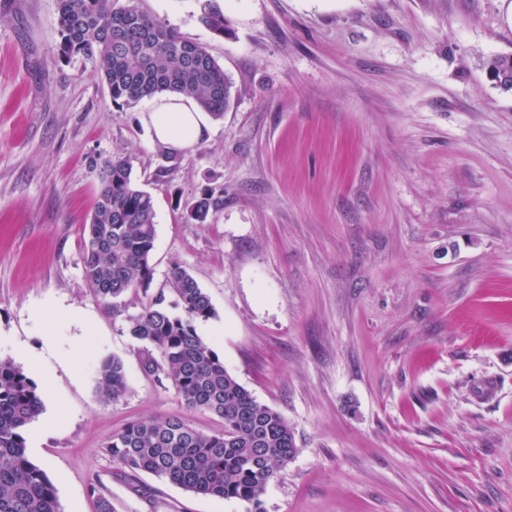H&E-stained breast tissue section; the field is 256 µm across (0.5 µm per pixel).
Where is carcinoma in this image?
Listing matches in <instances>:
<instances>
[{"instance_id": "obj_1", "label": "carcinoma", "mask_w": 512, "mask_h": 512, "mask_svg": "<svg viewBox=\"0 0 512 512\" xmlns=\"http://www.w3.org/2000/svg\"><path fill=\"white\" fill-rule=\"evenodd\" d=\"M56 2L61 57L90 61L114 102L130 106L174 93L194 99L215 119L224 116L231 82L204 45L145 14L135 0ZM203 21L224 36L223 10L206 4ZM488 72L496 84L512 88L511 58L490 59ZM100 182L86 225L83 272L117 314L126 294L146 292L152 283L155 209L152 196L135 185L127 160L104 162ZM213 206L212 196L204 195L188 205V216L203 224ZM166 285L130 318L129 334L144 344L148 368L162 370L188 408L213 414L224 428L203 433L178 416L132 421L112 435L105 451L132 473L154 475L195 495L237 499L249 505L247 512H263L266 485L296 455L294 430L282 414L258 402L197 334L195 323L214 315L206 291L178 263ZM168 292L175 297L171 306ZM96 384L106 398L123 396V362L102 359ZM43 408L32 379L13 362L0 360V512H59L52 484L26 452L25 431Z\"/></svg>"}]
</instances>
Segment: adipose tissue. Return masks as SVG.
<instances>
[{
    "instance_id": "1",
    "label": "adipose tissue",
    "mask_w": 512,
    "mask_h": 512,
    "mask_svg": "<svg viewBox=\"0 0 512 512\" xmlns=\"http://www.w3.org/2000/svg\"><path fill=\"white\" fill-rule=\"evenodd\" d=\"M149 120L156 139L177 150L199 143L208 130L206 115L198 104L178 95H168Z\"/></svg>"
}]
</instances>
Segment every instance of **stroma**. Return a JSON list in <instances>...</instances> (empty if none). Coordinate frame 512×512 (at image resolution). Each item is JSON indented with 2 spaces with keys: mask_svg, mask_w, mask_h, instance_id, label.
I'll list each match as a JSON object with an SVG mask.
<instances>
[{
  "mask_svg": "<svg viewBox=\"0 0 512 512\" xmlns=\"http://www.w3.org/2000/svg\"><path fill=\"white\" fill-rule=\"evenodd\" d=\"M217 2L220 37L201 0H137L232 83L174 151L155 100L118 106L91 62L61 58L56 0H0V360L43 396L27 454L60 512L247 509L104 451L138 419L223 427L145 369L143 295L116 315L84 278L118 157L154 201L151 291L185 268L214 308L198 335L295 430L264 512H512V89L486 68L512 57V0ZM107 356L116 400L96 389ZM97 390L106 398L118 399L126 391V373L123 362L116 357L101 360L97 371Z\"/></svg>",
  "mask_w": 512,
  "mask_h": 512,
  "instance_id": "1",
  "label": "stroma"
}]
</instances>
